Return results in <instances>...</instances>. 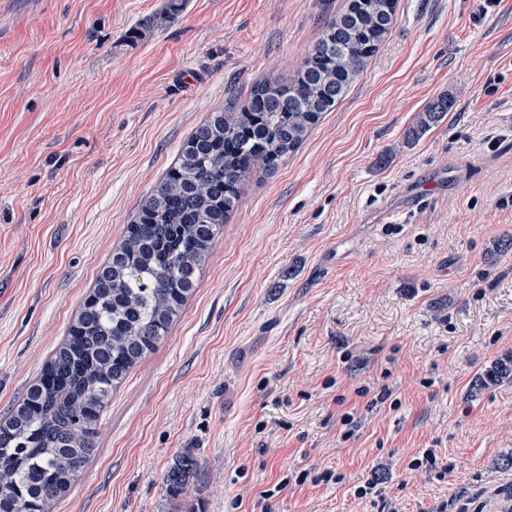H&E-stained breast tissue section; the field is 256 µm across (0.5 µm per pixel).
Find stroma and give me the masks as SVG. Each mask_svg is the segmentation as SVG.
Here are the masks:
<instances>
[{
	"instance_id": "1",
	"label": "stroma",
	"mask_w": 512,
	"mask_h": 512,
	"mask_svg": "<svg viewBox=\"0 0 512 512\" xmlns=\"http://www.w3.org/2000/svg\"><path fill=\"white\" fill-rule=\"evenodd\" d=\"M349 2L184 0L169 20L168 0H0V416L194 128L293 76ZM476 11L397 0L344 98L244 185L54 512H252L265 490L271 512L512 507V377L473 387L512 353V0ZM452 106L453 102L446 96H441L430 102L423 112L419 113L416 127L409 130L408 138H417L421 133L441 121L445 114L452 109ZM198 471L197 460L191 456L182 457L163 476V484L167 494L178 499L186 492L190 476Z\"/></svg>"
}]
</instances>
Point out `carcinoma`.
<instances>
[{
	"label": "carcinoma",
	"instance_id": "1",
	"mask_svg": "<svg viewBox=\"0 0 512 512\" xmlns=\"http://www.w3.org/2000/svg\"><path fill=\"white\" fill-rule=\"evenodd\" d=\"M396 0H351L328 21L288 82L255 84L245 102L212 115L188 137L138 221L98 272L67 336L39 376L0 419V512H52L97 450L112 393L153 353L197 286L215 239L251 175L276 169L330 111L390 32ZM442 96L417 117L418 137L452 109ZM512 375V358L477 378ZM197 460L163 476L167 494L186 492Z\"/></svg>",
	"mask_w": 512,
	"mask_h": 512
}]
</instances>
